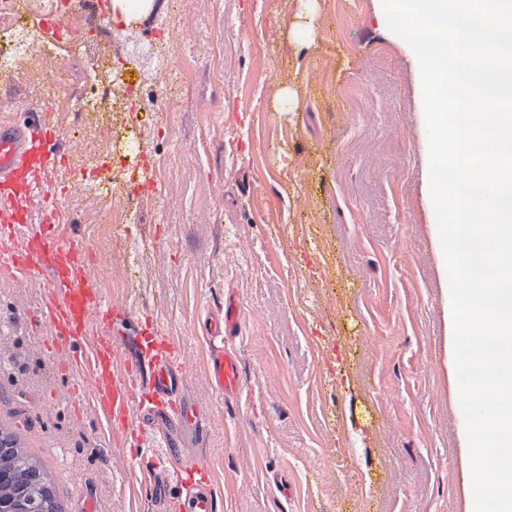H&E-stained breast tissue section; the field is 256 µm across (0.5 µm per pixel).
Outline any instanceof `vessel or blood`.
I'll use <instances>...</instances> for the list:
<instances>
[{
    "mask_svg": "<svg viewBox=\"0 0 512 512\" xmlns=\"http://www.w3.org/2000/svg\"><path fill=\"white\" fill-rule=\"evenodd\" d=\"M64 158L60 136L44 112L29 111L21 121L0 120V274L27 277L48 272L41 317L51 329V347L58 367L74 379L70 391H78V378L88 377V393L96 414L106 423L128 426L130 407L138 393H146L144 407L149 433L166 451L139 476L155 497H163V472L180 474L188 464L173 447L178 431L203 437L206 427L193 403L184 399L180 374L184 362L172 339L159 326L142 330L143 344L152 352L149 364H127L117 370L116 344L103 327L126 317V306L107 301L95 286L91 267L78 242L59 239L54 232L56 203L43 189V178ZM40 207L42 221L30 224L32 207ZM30 224L25 236L16 228ZM239 327V312L227 305L209 337L215 341L209 373L210 390L224 397L240 392V362L227 340ZM182 512H219L212 485L196 479L181 502Z\"/></svg>",
    "mask_w": 512,
    "mask_h": 512,
    "instance_id": "1",
    "label": "vessel or blood"
}]
</instances>
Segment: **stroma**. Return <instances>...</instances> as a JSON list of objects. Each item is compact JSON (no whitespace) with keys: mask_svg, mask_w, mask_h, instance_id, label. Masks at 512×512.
<instances>
[{"mask_svg":"<svg viewBox=\"0 0 512 512\" xmlns=\"http://www.w3.org/2000/svg\"><path fill=\"white\" fill-rule=\"evenodd\" d=\"M142 45L172 37L169 54L115 60L128 27L81 12L66 23L86 53L56 43L0 74V117L53 104L69 159L45 188L63 213L57 234L92 256L102 295H135L123 332L160 324L185 361L182 393L209 431L183 437L221 512H464L455 394L445 371L443 299L423 195L422 95L374 0H315L309 36L292 27L302 0H160ZM112 62L146 88L159 70L190 67L193 96L170 98L164 120L143 106L133 153L104 172L162 164L142 193L146 244L127 269L115 246L123 189L101 198L79 183L85 142L69 121L71 91ZM221 68L222 80L212 71ZM298 100L281 111L284 88ZM41 276L0 275V431L44 461L61 512H153L136 475L139 434L110 435L92 411L57 400L66 377L36 320ZM236 304L237 397L207 386L211 316Z\"/></svg>","mask_w":512,"mask_h":512,"instance_id":"obj_1","label":"stroma"}]
</instances>
